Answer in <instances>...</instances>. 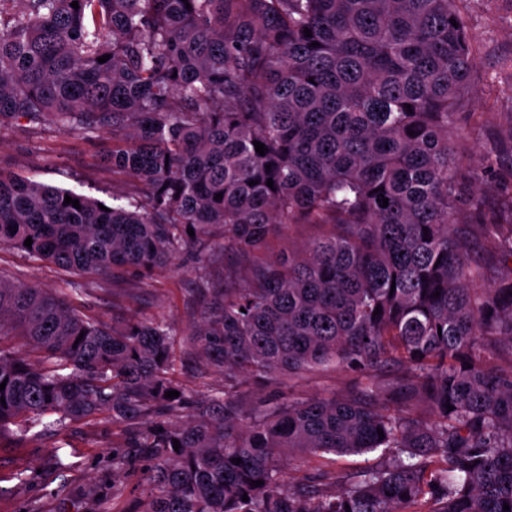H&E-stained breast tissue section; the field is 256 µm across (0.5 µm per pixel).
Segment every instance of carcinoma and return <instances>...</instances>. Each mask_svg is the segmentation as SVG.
I'll list each match as a JSON object with an SVG mask.
<instances>
[{"label": "carcinoma", "mask_w": 512, "mask_h": 512, "mask_svg": "<svg viewBox=\"0 0 512 512\" xmlns=\"http://www.w3.org/2000/svg\"><path fill=\"white\" fill-rule=\"evenodd\" d=\"M72 2L0 0V122L108 134L104 160L142 192L106 212L0 170V248L86 290L219 238L183 343L224 385L193 398L163 322L110 326L0 276V441L105 420L128 449L114 475L147 487L143 512H512V363L485 362L492 341L512 355V272L470 263L477 240L456 226L476 55L458 0ZM471 205L512 263V176L495 212ZM295 224L332 231L267 258ZM328 369L358 386L237 395L254 376ZM378 450L332 488L324 473L288 483L304 456Z\"/></svg>", "instance_id": "cac0c4a2"}]
</instances>
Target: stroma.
Returning a JSON list of instances; mask_svg holds the SVG:
<instances>
[{
    "label": "stroma",
    "mask_w": 512,
    "mask_h": 512,
    "mask_svg": "<svg viewBox=\"0 0 512 512\" xmlns=\"http://www.w3.org/2000/svg\"><path fill=\"white\" fill-rule=\"evenodd\" d=\"M468 30L478 49L471 72L467 111L482 113L481 122L461 120L462 168L472 174V187L486 205H494L499 171L488 169L512 129V0H461ZM112 148L109 135L87 140L54 125L12 120L0 124V165L14 173L103 201L127 204L135 184L101 164ZM197 252L188 250L175 264L140 286L102 276L97 286L77 291V277L23 253L0 250V273L18 282L56 291L70 290L74 307L104 320L132 318L161 321L183 331L199 317ZM357 382L351 371L313 372L299 379L248 380L239 390L242 401L266 393L288 400L348 391ZM112 428H67L58 436L29 432L0 442V512H133L147 495L144 485L123 483L112 496ZM376 454L310 456L290 472L293 484L316 471L353 473L372 464Z\"/></svg>",
    "instance_id": "35a3bbf8"
}]
</instances>
